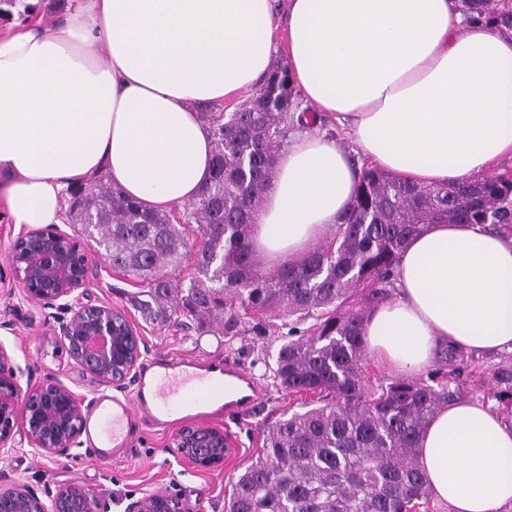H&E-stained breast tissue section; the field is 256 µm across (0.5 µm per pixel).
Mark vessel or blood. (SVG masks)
Masks as SVG:
<instances>
[{
  "label": "vessel or blood",
  "instance_id": "vessel-or-blood-1",
  "mask_svg": "<svg viewBox=\"0 0 512 512\" xmlns=\"http://www.w3.org/2000/svg\"><path fill=\"white\" fill-rule=\"evenodd\" d=\"M261 395L254 378L239 364L160 353L141 367L131 397L110 398V417L97 415V403L84 409L85 434L99 461L130 447L138 421L167 431L181 418L231 416L253 406Z\"/></svg>",
  "mask_w": 512,
  "mask_h": 512
}]
</instances>
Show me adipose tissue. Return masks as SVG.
I'll return each instance as SVG.
<instances>
[{
	"label": "adipose tissue",
	"mask_w": 512,
	"mask_h": 512,
	"mask_svg": "<svg viewBox=\"0 0 512 512\" xmlns=\"http://www.w3.org/2000/svg\"><path fill=\"white\" fill-rule=\"evenodd\" d=\"M295 88L369 163L421 185L512 160V34L464 23L458 0H82L63 23L0 37V196L12 223H59L70 186L107 175L144 208L196 199L213 145L197 111L256 86L277 32ZM360 167L335 140L291 135L263 191L252 248L278 264L346 213ZM395 374L437 350L512 353V237L431 224L367 319ZM419 461L452 512L512 505V426L489 406L436 414Z\"/></svg>",
	"instance_id": "obj_1"
}]
</instances>
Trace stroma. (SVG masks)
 I'll return each instance as SVG.
<instances>
[{
  "label": "stroma",
  "mask_w": 512,
  "mask_h": 512,
  "mask_svg": "<svg viewBox=\"0 0 512 512\" xmlns=\"http://www.w3.org/2000/svg\"><path fill=\"white\" fill-rule=\"evenodd\" d=\"M18 234L0 203V344L16 366L33 378L56 377L88 403L101 394L115 395L96 377L70 359L65 346L55 338L54 328L69 319L70 311L24 298L13 273L11 245ZM83 290V301L128 312L143 337L148 356L161 352L197 355L221 360L233 359L242 365L261 387V397L250 409L235 418H207L203 424L228 433L240 454L222 465L199 471L176 456L174 432L157 434L140 428L126 456L108 462L95 459L86 442L72 448L69 457L52 460L35 454L26 441H17L14 450L0 453V477L20 479L38 494H45L63 481L105 490L111 512H124L127 504L143 493L176 494L191 512H224L235 477L250 465L262 445L267 428L297 408L295 397L272 386L266 366L272 363L280 346L287 342L291 317L280 314L266 322L265 330L245 326L242 335L227 338L213 332H186L177 327L157 330L145 324L128 303L135 284L98 257Z\"/></svg>",
  "instance_id": "obj_1"
}]
</instances>
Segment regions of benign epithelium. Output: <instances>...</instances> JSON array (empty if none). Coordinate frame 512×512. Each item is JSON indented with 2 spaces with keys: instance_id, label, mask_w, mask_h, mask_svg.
Wrapping results in <instances>:
<instances>
[{
  "instance_id": "1",
  "label": "benign epithelium",
  "mask_w": 512,
  "mask_h": 512,
  "mask_svg": "<svg viewBox=\"0 0 512 512\" xmlns=\"http://www.w3.org/2000/svg\"><path fill=\"white\" fill-rule=\"evenodd\" d=\"M17 241L25 250L14 252L15 275L26 297L44 303L77 302L72 318L59 336L71 358L85 371L109 384L122 385L136 378L143 356L142 338L126 315L117 322L109 304L79 302L78 290L87 273H80L69 257L73 238L54 230L21 229ZM23 428L35 453L58 459L68 456L84 427L77 394L61 381L45 379L21 385L20 370L0 344V450L14 447L15 433ZM182 459L200 471L224 462V432L211 427L183 428L175 439ZM0 512H105L101 496L75 482L56 486L44 500L21 481L0 483ZM126 512H189L178 497L147 493L130 503Z\"/></svg>"
}]
</instances>
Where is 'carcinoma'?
I'll list each match as a JSON object with an SVG mask.
<instances>
[{
    "label": "carcinoma",
    "mask_w": 512,
    "mask_h": 512,
    "mask_svg": "<svg viewBox=\"0 0 512 512\" xmlns=\"http://www.w3.org/2000/svg\"><path fill=\"white\" fill-rule=\"evenodd\" d=\"M0 0V21L32 17L34 7ZM469 21L512 30V0H460ZM214 152L208 180L176 219L145 210L98 179L69 190V215L100 260L139 285L129 303L162 331L218 325L223 336L281 312L296 339L272 367L276 387L302 397L300 409L264 434L237 475L225 512H417L430 503L419 441L443 407L462 400L454 362L481 376L479 356H449L428 379L370 380L363 367L365 315L394 290L405 243L434 223L488 224L512 233V172L449 186L407 183L363 166L343 223L325 245L258 273L251 237L262 192L290 127L317 124L299 111L288 65L273 67L235 112H205ZM189 266L180 278L176 272ZM305 328H300V325ZM498 409L512 415V355L494 367Z\"/></svg>",
    "instance_id": "cac0c4a2"
}]
</instances>
